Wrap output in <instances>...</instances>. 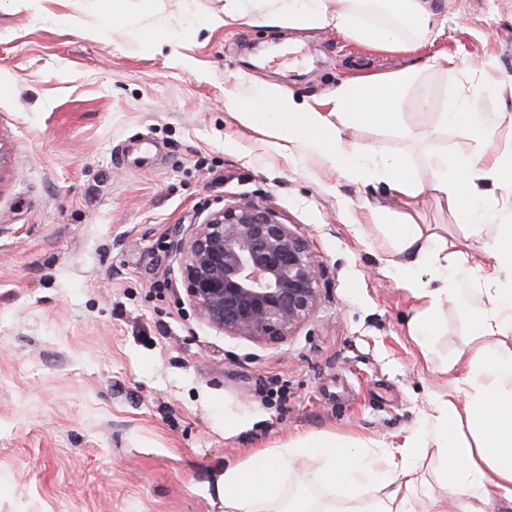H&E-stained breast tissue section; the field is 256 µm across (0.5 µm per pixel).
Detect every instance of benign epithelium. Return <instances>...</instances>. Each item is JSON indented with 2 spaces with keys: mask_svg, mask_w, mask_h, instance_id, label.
<instances>
[{
  "mask_svg": "<svg viewBox=\"0 0 512 512\" xmlns=\"http://www.w3.org/2000/svg\"><path fill=\"white\" fill-rule=\"evenodd\" d=\"M197 314L231 336L276 343L320 300V271L307 240L254 204H226L175 244Z\"/></svg>",
  "mask_w": 512,
  "mask_h": 512,
  "instance_id": "7a95c632",
  "label": "benign epithelium"
}]
</instances>
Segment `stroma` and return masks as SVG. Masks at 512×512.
<instances>
[{"instance_id":"obj_1","label":"stroma","mask_w":512,"mask_h":512,"mask_svg":"<svg viewBox=\"0 0 512 512\" xmlns=\"http://www.w3.org/2000/svg\"><path fill=\"white\" fill-rule=\"evenodd\" d=\"M438 11L440 36L388 52L332 28L207 26L224 0H154L105 30L92 0H0V512H224L225 467L308 433L396 447L447 398L443 367L479 339L447 306L422 355L418 301L370 214L409 213L473 269L484 239L431 195L408 210L281 155L224 105L272 84L321 103L343 79L414 66L413 139L387 124L357 140L429 180V150L478 144L437 124L470 94L512 152V0ZM160 28L171 47L141 46ZM141 138L165 160L139 162ZM231 203L274 211L321 266L319 304L283 342L224 335L187 299L172 243Z\"/></svg>"}]
</instances>
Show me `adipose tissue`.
<instances>
[{"label":"adipose tissue","instance_id":"1","mask_svg":"<svg viewBox=\"0 0 512 512\" xmlns=\"http://www.w3.org/2000/svg\"><path fill=\"white\" fill-rule=\"evenodd\" d=\"M336 1L332 9L329 0H266L252 13L245 0H225L224 20L332 27L375 50L405 51L434 33L435 0H385V13L401 23L397 30L362 22L360 0ZM417 76L410 67L343 83L326 111L275 85L246 99L225 100L242 126L271 130L277 150L289 158L318 157L338 176L384 184L409 206L431 193L441 207L466 215L473 233L485 238L492 262L466 268L463 255L448 257L445 244L422 238L417 225L374 214V223L391 224V240L403 257L397 269L426 303L407 322L421 350H428L438 333L446 305L480 336L479 345L467 360L448 363L451 392L397 453L382 456L363 441L331 433L298 437L274 453L225 468L224 512H499L512 505V224L497 221L494 210L479 202L487 184L512 194V153H497L486 144L484 121L457 99L440 112L441 124L467 120L482 146L464 156L429 151L426 183L404 158L345 136L349 129L399 122L402 92ZM424 271L433 287L418 284ZM426 441L444 461L440 481L446 495H435L414 476V458ZM299 463L318 495L286 492L288 473Z\"/></svg>","mask_w":512,"mask_h":512}]
</instances>
